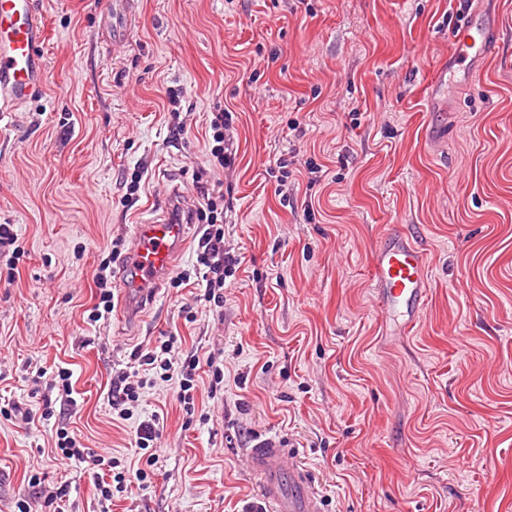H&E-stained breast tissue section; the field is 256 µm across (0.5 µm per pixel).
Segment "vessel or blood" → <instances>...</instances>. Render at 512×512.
Wrapping results in <instances>:
<instances>
[{"label":"vessel or blood","mask_w":512,"mask_h":512,"mask_svg":"<svg viewBox=\"0 0 512 512\" xmlns=\"http://www.w3.org/2000/svg\"><path fill=\"white\" fill-rule=\"evenodd\" d=\"M132 0H114L107 46L119 53L131 36ZM47 34L37 0H0V112H19L41 96L46 59L42 48ZM500 29L467 24L453 33L454 64L471 75L473 62L495 52ZM189 213L180 196L167 197L166 215L137 225L134 240L123 259L130 273L124 284L126 314L136 318L146 301L155 299L168 279L178 250L184 244ZM369 263L381 313L409 332L422 316L430 265L424 247L397 227L383 231ZM300 450L275 438L259 440L246 452V467L256 483L265 512H322V502L311 472L299 466Z\"/></svg>","instance_id":"1"}]
</instances>
